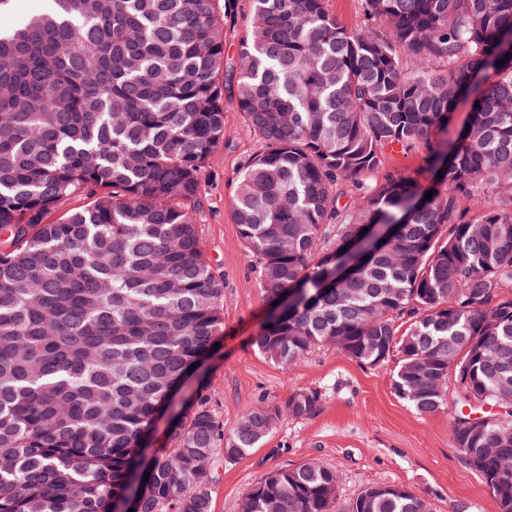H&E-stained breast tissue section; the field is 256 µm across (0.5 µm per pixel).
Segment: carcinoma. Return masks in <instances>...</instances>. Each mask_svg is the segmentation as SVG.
<instances>
[{"mask_svg": "<svg viewBox=\"0 0 512 512\" xmlns=\"http://www.w3.org/2000/svg\"><path fill=\"white\" fill-rule=\"evenodd\" d=\"M0 0V512H211L205 462L246 456L317 390L260 400L224 432L204 391L142 463L145 438L224 324V279L197 227L224 92L262 151L231 213L276 310L254 344L283 368L333 345L364 365L400 355L395 393L420 414L512 394V0H49L21 19ZM473 94L448 147L458 99ZM425 151L430 199L385 153ZM497 195L478 215L471 204ZM78 206L54 214L70 201ZM391 225L336 286V254ZM465 463L512 512V412L453 413ZM149 477H144L145 472ZM338 474L276 468L241 512H333ZM371 485L347 512H427ZM250 0H237V11L234 20L228 22L225 27L226 52L229 58L236 55L239 45L247 32V15L250 8ZM327 8L343 26L358 24L362 17L358 0H327Z\"/></svg>", "mask_w": 512, "mask_h": 512, "instance_id": "carcinoma-1", "label": "carcinoma"}]
</instances>
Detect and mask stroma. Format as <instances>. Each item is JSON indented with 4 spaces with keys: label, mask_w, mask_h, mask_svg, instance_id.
I'll return each mask as SVG.
<instances>
[{
    "label": "stroma",
    "mask_w": 512,
    "mask_h": 512,
    "mask_svg": "<svg viewBox=\"0 0 512 512\" xmlns=\"http://www.w3.org/2000/svg\"><path fill=\"white\" fill-rule=\"evenodd\" d=\"M224 112L226 136L209 160L197 210L206 255L224 278V329L218 348L202 360L181 395L206 387L210 406L227 431L262 399L282 400L317 389L323 401L311 417L281 420L244 458L215 464L208 485L212 512H240L245 494L267 471L309 461L339 475L334 503L339 512L370 484L409 489L428 499L433 512H453L461 504L467 512H498L488 485L465 464L447 412L419 414L395 393L391 378L397 357L370 367L324 347L285 369L254 346L271 306L230 210L241 168L261 145L234 96H226Z\"/></svg>",
    "instance_id": "35a3bbf8"
}]
</instances>
